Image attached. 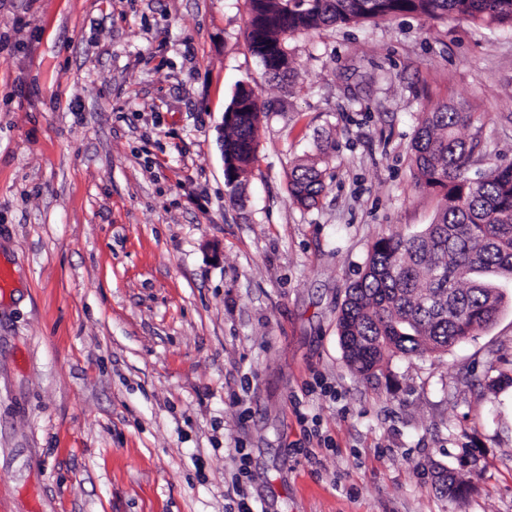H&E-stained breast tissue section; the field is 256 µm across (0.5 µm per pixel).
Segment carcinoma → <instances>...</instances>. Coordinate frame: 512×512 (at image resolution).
<instances>
[{"label": "carcinoma", "instance_id": "1", "mask_svg": "<svg viewBox=\"0 0 512 512\" xmlns=\"http://www.w3.org/2000/svg\"><path fill=\"white\" fill-rule=\"evenodd\" d=\"M247 40L266 74L294 72L288 37L342 26L416 15L456 17L486 26H512V0H249ZM238 112L224 127V163L237 178L256 151L258 105L241 87L226 107ZM471 114L439 103L420 115L412 141L416 185L442 193L435 221L421 233L377 239L361 276L340 309L338 335L347 364L370 379L395 356L445 352L489 326L512 283V163L472 178L476 144L458 135ZM324 189L313 165H297L288 180L293 200L313 206ZM440 492L454 500L466 481L439 474Z\"/></svg>", "mask_w": 512, "mask_h": 512}]
</instances>
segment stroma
<instances>
[{"label": "stroma", "mask_w": 512, "mask_h": 512, "mask_svg": "<svg viewBox=\"0 0 512 512\" xmlns=\"http://www.w3.org/2000/svg\"><path fill=\"white\" fill-rule=\"evenodd\" d=\"M248 0H0V512H512V286L447 352L347 365L336 320L380 237L433 223L411 142L467 106L512 163V29L328 27L268 80ZM260 109L227 185L224 110ZM316 163L325 189L294 202ZM472 485L449 501L437 474ZM324 189L322 174L314 165H297L288 180V193L304 206H313ZM239 454H241V457H240V465H239V468H238V476H235L232 478V490L233 492L239 496V501H238V504H237V512H258V511H263V510H257V506L252 504V501L250 498H248L242 487H241V482H240V479H241V476H245L246 475V468L244 467L246 465V455L243 454V448L241 449H238L237 451Z\"/></svg>", "instance_id": "stroma-1"}]
</instances>
